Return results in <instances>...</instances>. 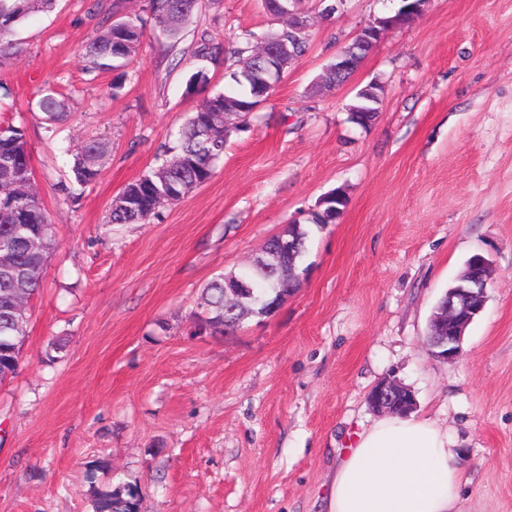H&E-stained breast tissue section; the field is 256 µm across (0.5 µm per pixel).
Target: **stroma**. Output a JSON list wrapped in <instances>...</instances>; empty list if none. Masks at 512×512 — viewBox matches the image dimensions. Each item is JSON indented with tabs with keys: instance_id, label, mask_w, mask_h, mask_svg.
I'll return each instance as SVG.
<instances>
[{
	"instance_id": "stroma-1",
	"label": "stroma",
	"mask_w": 512,
	"mask_h": 512,
	"mask_svg": "<svg viewBox=\"0 0 512 512\" xmlns=\"http://www.w3.org/2000/svg\"><path fill=\"white\" fill-rule=\"evenodd\" d=\"M395 5L344 0L321 20L302 0L306 55L212 179L123 226L108 221L115 196L223 90L245 34L280 20L261 0H200L177 40L148 25L116 92L84 47L147 0H57L17 28L0 118L26 133L53 232L18 371L0 385V512H93V490L118 486L137 489L139 512H326L340 450L379 419L367 395L384 380L461 448L462 512H512V0H429L349 82L312 95L340 47ZM204 32L223 60L194 57ZM200 69L206 85L189 89ZM375 77L386 92L363 130L346 106ZM50 90L65 112L52 133ZM87 139L110 151L71 201L57 184ZM339 186L348 205L313 231L309 275L280 311L190 336L203 286ZM476 253L495 268L485 310L456 358L432 357V309Z\"/></svg>"
}]
</instances>
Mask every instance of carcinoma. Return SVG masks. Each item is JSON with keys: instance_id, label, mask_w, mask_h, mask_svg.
<instances>
[{"instance_id": "obj_1", "label": "carcinoma", "mask_w": 512, "mask_h": 512, "mask_svg": "<svg viewBox=\"0 0 512 512\" xmlns=\"http://www.w3.org/2000/svg\"><path fill=\"white\" fill-rule=\"evenodd\" d=\"M56 0H0V59L10 55L15 43L12 35L29 17L54 8ZM427 0H401L387 18L400 25L410 23L426 7ZM198 7V0H148V11L155 22H164V33L176 37ZM275 16L287 17L286 25L256 40L245 38L246 46L235 50L244 56L248 66L264 60L266 48L287 45L289 53L283 63L295 65L308 48L307 20L297 11L291 0L285 8H268ZM147 20L120 18L102 30L86 47V55L94 68H118L117 62L126 61L136 52L146 33ZM239 71L230 73L232 87L204 98L196 112L179 131L177 145L155 168L125 186L115 197L109 213L112 224H141L155 216L167 204L181 200L191 189L207 183L216 166L224 159V149L230 139L243 131L259 102L256 87L238 79ZM351 74H336L333 67H325L320 81L313 87L319 93L344 84ZM385 86L377 78L360 88L351 103L346 105L348 121L367 129L378 118ZM48 121L56 123L64 116L63 103L52 95L40 102ZM108 153L105 141L88 140L78 147L72 167L76 183L85 185L98 175V165ZM9 156L10 178L21 182L32 174L31 159L23 128L10 123L0 124V161ZM8 185L0 184V253L12 254L14 268L0 267V384L11 380L16 372L14 362L27 336L28 315L19 312L17 299L24 294L33 299L41 291L47 263L48 246L37 252L27 249L26 239L36 227L48 223L40 197L34 196L15 205L3 202ZM348 204L345 187L339 186L324 194L314 209L298 220H292L281 232L289 248L280 249L278 239L266 241L250 267L236 273H221L202 289L197 311L193 314L191 335L205 333L223 335L242 327L250 316H268L273 302L283 304L286 298L300 288L301 276L307 271L303 258L315 229H321L339 220ZM492 270L471 257L466 260L461 274L467 279L476 296L473 305L485 300L484 289L489 287ZM251 280L252 292L243 293L233 303L227 294L238 281ZM94 512H138V492L135 488L118 487L100 492L94 499Z\"/></svg>"}]
</instances>
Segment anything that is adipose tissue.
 Listing matches in <instances>:
<instances>
[{
	"instance_id": "ef3b65f1",
	"label": "adipose tissue",
	"mask_w": 512,
	"mask_h": 512,
	"mask_svg": "<svg viewBox=\"0 0 512 512\" xmlns=\"http://www.w3.org/2000/svg\"><path fill=\"white\" fill-rule=\"evenodd\" d=\"M463 454L434 421L387 416L358 433L331 478L327 512H457Z\"/></svg>"
}]
</instances>
